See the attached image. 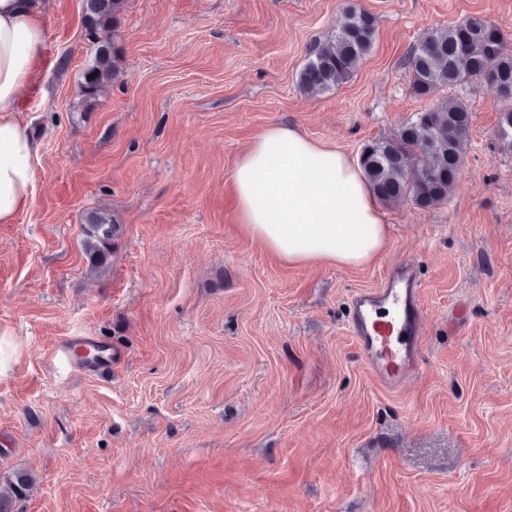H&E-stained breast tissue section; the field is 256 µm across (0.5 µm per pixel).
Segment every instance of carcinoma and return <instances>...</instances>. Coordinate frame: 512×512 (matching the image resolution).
Wrapping results in <instances>:
<instances>
[{"instance_id": "carcinoma-1", "label": "carcinoma", "mask_w": 512, "mask_h": 512, "mask_svg": "<svg viewBox=\"0 0 512 512\" xmlns=\"http://www.w3.org/2000/svg\"><path fill=\"white\" fill-rule=\"evenodd\" d=\"M124 0H85L84 19L93 56L79 85L83 100L97 98L117 73L112 45L98 32L112 26ZM376 19L351 8L332 39L311 51L298 75L299 89L322 93L350 78L373 50ZM412 89L431 97L442 88H462L485 80L504 102L497 129L502 147L512 150V51L499 28L479 17H468L445 29L425 32L404 58ZM473 112L465 101L448 96L414 114L389 138L365 143L359 166L376 198L389 205L408 201L420 209L448 202L457 183L468 145ZM83 247L93 269L104 266L122 224L115 215L93 210L84 222ZM33 477L17 471L0 481V512H13V501L26 495Z\"/></svg>"}]
</instances>
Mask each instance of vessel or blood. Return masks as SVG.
<instances>
[{"label":"vessel or blood","mask_w":512,"mask_h":512,"mask_svg":"<svg viewBox=\"0 0 512 512\" xmlns=\"http://www.w3.org/2000/svg\"><path fill=\"white\" fill-rule=\"evenodd\" d=\"M417 266L388 268L378 287L354 293L350 300V331L374 380L391 392L401 391L419 369L424 343L425 310ZM60 361L82 373H108L115 354L111 343L92 333L61 338Z\"/></svg>","instance_id":"b4317fda"}]
</instances>
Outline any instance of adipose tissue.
Wrapping results in <instances>:
<instances>
[{"label": "adipose tissue", "mask_w": 512, "mask_h": 512, "mask_svg": "<svg viewBox=\"0 0 512 512\" xmlns=\"http://www.w3.org/2000/svg\"><path fill=\"white\" fill-rule=\"evenodd\" d=\"M41 0H0V223L30 203L37 146L20 104L47 66ZM239 229L280 262L360 265L385 239L384 216L359 167L342 151L275 123L239 159Z\"/></svg>", "instance_id": "adipose-tissue-1"}]
</instances>
